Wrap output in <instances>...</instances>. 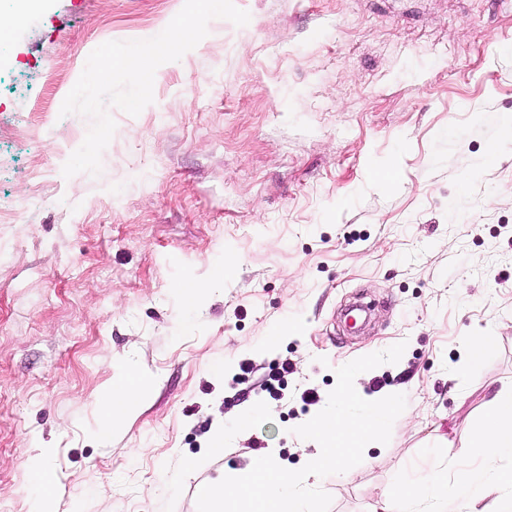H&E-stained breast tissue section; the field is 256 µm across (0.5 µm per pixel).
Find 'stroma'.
Returning <instances> with one entry per match:
<instances>
[{"instance_id": "35a3bbf8", "label": "stroma", "mask_w": 512, "mask_h": 512, "mask_svg": "<svg viewBox=\"0 0 512 512\" xmlns=\"http://www.w3.org/2000/svg\"><path fill=\"white\" fill-rule=\"evenodd\" d=\"M234 3L246 26L211 20L152 104L113 110L97 176L62 174L90 125L62 102L98 45L156 36L184 0H35L0 39V512H36L40 461L55 512H197L259 457L301 468L313 446L293 429L320 407L300 392L328 396L337 368L401 341L354 385L406 408L323 478L329 512L512 465L459 454L512 388V0ZM477 331L494 348L458 376ZM245 359L295 364L287 402L237 380ZM134 368L143 398L99 442ZM147 384L146 378L136 370L114 384L102 405V416L96 430V437L108 441L118 426V416L127 415L138 402ZM31 480L41 491L43 512H52L57 495L56 484L49 471L43 464L31 468Z\"/></svg>"}]
</instances>
